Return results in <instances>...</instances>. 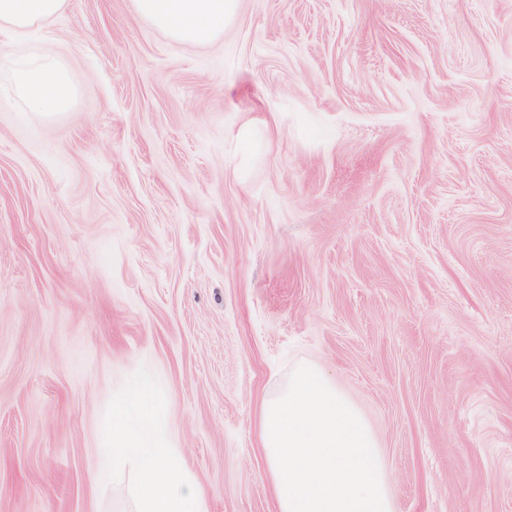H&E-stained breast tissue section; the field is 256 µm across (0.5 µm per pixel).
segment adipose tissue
I'll list each match as a JSON object with an SVG mask.
<instances>
[{
  "label": "adipose tissue",
  "instance_id": "ef3b65f1",
  "mask_svg": "<svg viewBox=\"0 0 512 512\" xmlns=\"http://www.w3.org/2000/svg\"><path fill=\"white\" fill-rule=\"evenodd\" d=\"M67 0H0V31L24 39L42 30L65 9ZM138 14L173 40L204 46L224 32L237 0H135ZM15 95L32 114L49 118L73 108L76 87L70 66L46 54L22 59L10 69ZM113 461L132 459L137 469L138 512H206L203 492L191 484L172 451L158 438L153 424L112 416Z\"/></svg>",
  "mask_w": 512,
  "mask_h": 512
}]
</instances>
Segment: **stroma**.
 I'll return each instance as SVG.
<instances>
[{
	"label": "stroma",
	"mask_w": 512,
	"mask_h": 512,
	"mask_svg": "<svg viewBox=\"0 0 512 512\" xmlns=\"http://www.w3.org/2000/svg\"><path fill=\"white\" fill-rule=\"evenodd\" d=\"M67 61L26 112L20 54ZM303 363L395 512H512V0H133L0 32V512H136L95 469L133 382L208 512H275L259 410ZM137 13L173 40L204 46L224 33L237 0H135ZM10 83L26 111L36 116L49 118L74 106L76 87L72 69L55 55L12 63Z\"/></svg>",
	"instance_id": "1"
}]
</instances>
